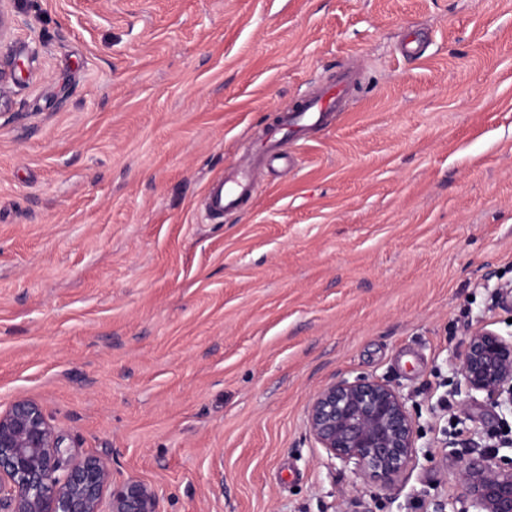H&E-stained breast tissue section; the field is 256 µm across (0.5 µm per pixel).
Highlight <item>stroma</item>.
I'll list each match as a JSON object with an SVG mask.
<instances>
[{
	"label": "stroma",
	"mask_w": 512,
	"mask_h": 512,
	"mask_svg": "<svg viewBox=\"0 0 512 512\" xmlns=\"http://www.w3.org/2000/svg\"><path fill=\"white\" fill-rule=\"evenodd\" d=\"M0 124V406L159 488L161 512H435L512 438L454 361L512 332V0H21ZM329 125L256 164L303 96ZM399 386L393 495L306 425L325 384ZM344 86L323 89L317 95H308L300 106L287 111L281 119V126L298 132L305 127H316L324 124L332 112H335L337 103L345 95ZM255 175L253 167H244L217 180L207 190L208 208L212 212L224 214L225 211L239 207L252 194Z\"/></svg>",
	"instance_id": "stroma-1"
}]
</instances>
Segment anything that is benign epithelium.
<instances>
[{"mask_svg":"<svg viewBox=\"0 0 512 512\" xmlns=\"http://www.w3.org/2000/svg\"><path fill=\"white\" fill-rule=\"evenodd\" d=\"M16 0H0V107L9 105L16 62L8 41ZM468 396L484 393L512 413V334L485 324L469 334L456 369ZM310 436L366 482L390 493L416 458L419 425L400 390L379 378H341L307 408ZM458 512H512V464L498 451L455 463ZM158 491L139 479L117 482L109 458L63 446L39 404L17 399L0 409V512H160Z\"/></svg>","mask_w":512,"mask_h":512,"instance_id":"7a95c632","label":"benign epithelium"}]
</instances>
